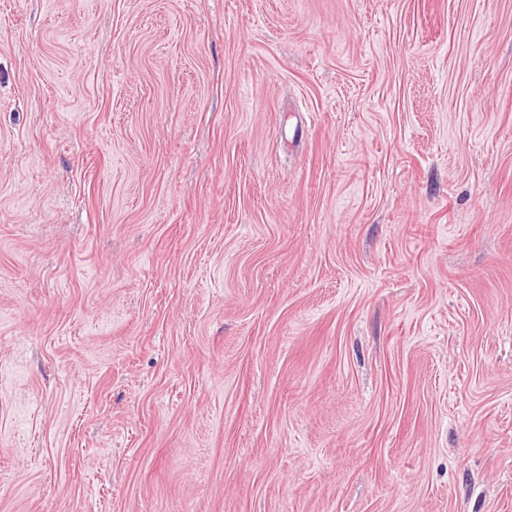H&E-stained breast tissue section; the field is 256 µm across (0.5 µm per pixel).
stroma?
<instances>
[{"mask_svg": "<svg viewBox=\"0 0 512 512\" xmlns=\"http://www.w3.org/2000/svg\"><path fill=\"white\" fill-rule=\"evenodd\" d=\"M0 512H512V0H0Z\"/></svg>", "mask_w": 512, "mask_h": 512, "instance_id": "stroma-1", "label": "stroma"}]
</instances>
